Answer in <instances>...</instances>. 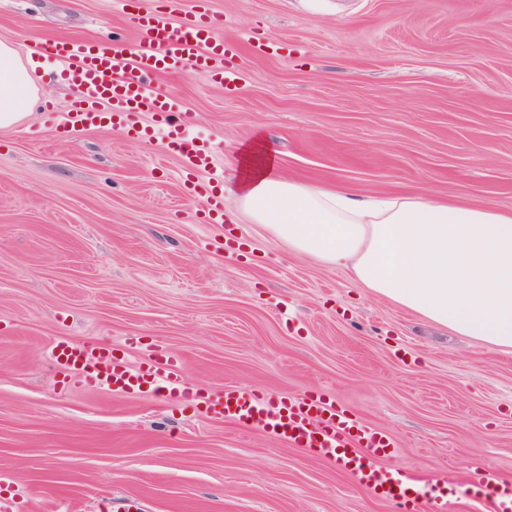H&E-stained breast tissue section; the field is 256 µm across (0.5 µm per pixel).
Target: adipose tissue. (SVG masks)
<instances>
[{
    "instance_id": "ef3b65f1",
    "label": "adipose tissue",
    "mask_w": 512,
    "mask_h": 512,
    "mask_svg": "<svg viewBox=\"0 0 512 512\" xmlns=\"http://www.w3.org/2000/svg\"><path fill=\"white\" fill-rule=\"evenodd\" d=\"M35 94L32 69L0 38V128L21 120ZM228 191L295 254L346 267L372 294L512 350V212L304 185L284 178L259 137Z\"/></svg>"
}]
</instances>
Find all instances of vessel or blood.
I'll return each mask as SVG.
<instances>
[{
    "instance_id": "obj_1",
    "label": "vessel or blood",
    "mask_w": 512,
    "mask_h": 512,
    "mask_svg": "<svg viewBox=\"0 0 512 512\" xmlns=\"http://www.w3.org/2000/svg\"><path fill=\"white\" fill-rule=\"evenodd\" d=\"M118 4L138 33L133 48L110 39H57L35 47L34 57L60 64L63 75L77 90L70 112L49 113L48 120L61 139L107 123L132 140L162 139L184 159L186 188L206 200L199 223H223V194L212 183L196 179L198 173L212 168L211 148L194 135L195 116L190 109L177 98L156 94L153 82L157 75L191 66L222 83L226 90H235L242 78L237 63L240 47L218 38L224 17L211 10L172 24L141 12L137 0H118ZM145 112L153 113V124L141 123ZM48 355L57 368L78 373L112 393L147 395L164 388L174 400L205 404L208 412L311 449L388 501L393 512H417L424 502L431 504L433 512H448V497L440 487H416L413 475L381 467V460L394 446L390 434L362 424L325 393L273 398L228 385L218 398L211 399L183 380L180 361L170 356L133 362L107 348L69 341L50 344ZM471 484L482 512H512L511 483L492 481L478 470L473 472Z\"/></svg>"
}]
</instances>
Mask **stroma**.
I'll list each match as a JSON object with an SVG mask.
<instances>
[{
    "instance_id": "stroma-1",
    "label": "stroma",
    "mask_w": 512,
    "mask_h": 512,
    "mask_svg": "<svg viewBox=\"0 0 512 512\" xmlns=\"http://www.w3.org/2000/svg\"><path fill=\"white\" fill-rule=\"evenodd\" d=\"M241 43L226 92L191 67L155 90L184 102L229 180L254 135L284 175L327 190L466 200L512 211V0H209ZM137 34L114 0H0L22 58L51 39ZM278 42L280 55L254 51ZM39 98L0 129V504L12 512H391L329 459L202 412L120 396L57 372L56 340L137 360L171 354L206 395L327 392L387 431L390 469L512 481V352L433 326L343 268L225 219L248 251L217 249L164 144L104 126L58 140L43 108L75 94L43 62Z\"/></svg>"
}]
</instances>
